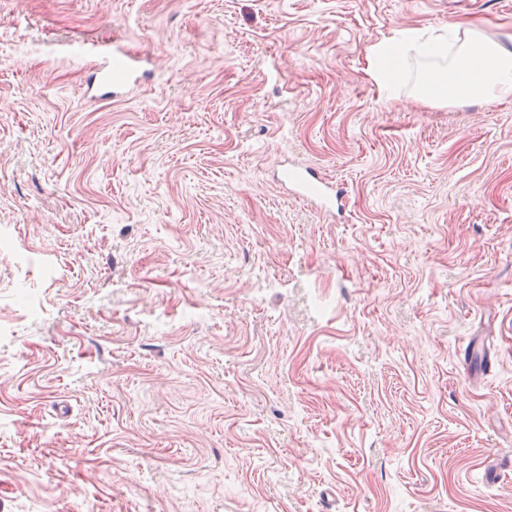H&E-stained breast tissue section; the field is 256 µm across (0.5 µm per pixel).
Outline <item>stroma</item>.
<instances>
[{
  "instance_id": "1",
  "label": "stroma",
  "mask_w": 512,
  "mask_h": 512,
  "mask_svg": "<svg viewBox=\"0 0 512 512\" xmlns=\"http://www.w3.org/2000/svg\"><path fill=\"white\" fill-rule=\"evenodd\" d=\"M450 23L512 49V0H0V512H512V98L368 67ZM103 63L97 71V84L101 91V97H116V90L125 86L135 70V59L128 52L119 46H113L112 49H102L99 51ZM119 62L122 66V76L120 78H111L110 73L114 63ZM287 183L294 196L306 200L317 208L328 210L343 206V189L317 170L294 168Z\"/></svg>"
}]
</instances>
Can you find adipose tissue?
<instances>
[{"instance_id": "obj_1", "label": "adipose tissue", "mask_w": 512, "mask_h": 512, "mask_svg": "<svg viewBox=\"0 0 512 512\" xmlns=\"http://www.w3.org/2000/svg\"><path fill=\"white\" fill-rule=\"evenodd\" d=\"M458 27L443 26L426 35L402 29L370 53L374 79L383 88L395 85L407 57L420 59L416 97L423 102L476 104L490 97L512 96V50L473 35L458 39Z\"/></svg>"}]
</instances>
